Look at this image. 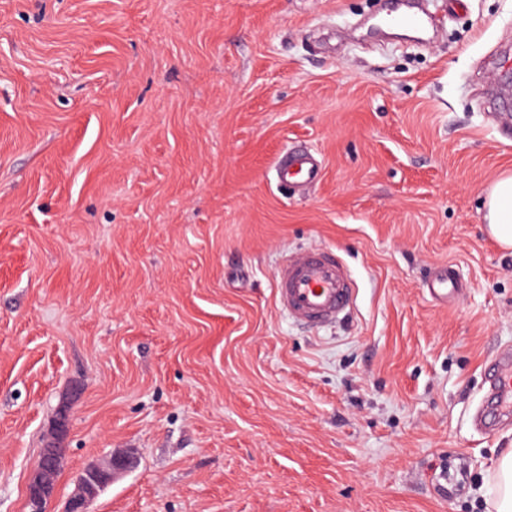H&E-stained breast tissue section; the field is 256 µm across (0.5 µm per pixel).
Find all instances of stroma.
I'll return each instance as SVG.
<instances>
[{
  "label": "stroma",
  "instance_id": "35a3bbf8",
  "mask_svg": "<svg viewBox=\"0 0 512 512\" xmlns=\"http://www.w3.org/2000/svg\"><path fill=\"white\" fill-rule=\"evenodd\" d=\"M0 0V512L70 417L54 512L89 464L138 467L90 512H493L512 425L472 415L512 346V250L482 191L512 172V0ZM325 161L290 194L288 147ZM357 288L292 325L284 255ZM466 290L440 308L428 268ZM411 0H385L383 25L406 31L423 32L430 19L424 13L414 10Z\"/></svg>",
  "mask_w": 512,
  "mask_h": 512
}]
</instances>
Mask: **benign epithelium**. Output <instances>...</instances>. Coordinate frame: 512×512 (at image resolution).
I'll use <instances>...</instances> for the list:
<instances>
[{
    "mask_svg": "<svg viewBox=\"0 0 512 512\" xmlns=\"http://www.w3.org/2000/svg\"><path fill=\"white\" fill-rule=\"evenodd\" d=\"M64 409L57 419L53 441L42 448V463L30 475L27 484V506L32 512H48L55 496L57 475L63 468L66 449L62 439L66 433ZM138 465V457L131 451L110 455L101 464H90L78 476L75 490L67 501L65 512H89L90 505L119 477L132 472Z\"/></svg>",
    "mask_w": 512,
    "mask_h": 512,
    "instance_id": "7a95c632",
    "label": "benign epithelium"
}]
</instances>
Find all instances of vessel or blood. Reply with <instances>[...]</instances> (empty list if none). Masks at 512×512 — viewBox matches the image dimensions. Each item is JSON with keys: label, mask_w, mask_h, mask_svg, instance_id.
Instances as JSON below:
<instances>
[{"label": "vessel or blood", "mask_w": 512, "mask_h": 512, "mask_svg": "<svg viewBox=\"0 0 512 512\" xmlns=\"http://www.w3.org/2000/svg\"><path fill=\"white\" fill-rule=\"evenodd\" d=\"M383 23L414 33L423 32L427 15L416 11L412 0H385ZM277 182L284 187L318 181L323 172L319 154L301 147L288 148L274 163ZM278 307L301 324L321 327L346 315L355 288L351 274L329 249H308L289 257L275 271ZM463 286L451 267L437 268L423 282V290L437 306L454 305ZM487 403L479 408L475 423L491 432L512 421V351L506 350L488 364Z\"/></svg>", "instance_id": "obj_1"}]
</instances>
